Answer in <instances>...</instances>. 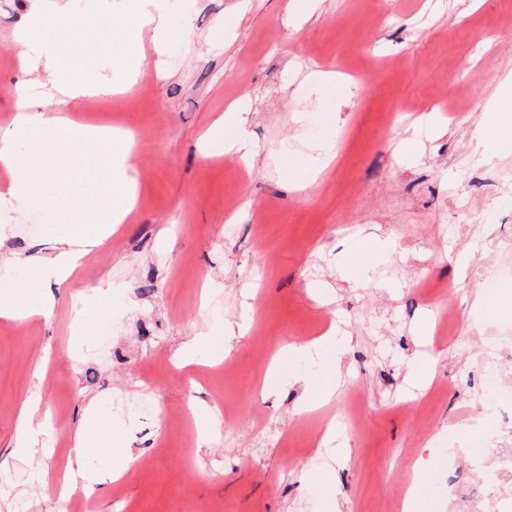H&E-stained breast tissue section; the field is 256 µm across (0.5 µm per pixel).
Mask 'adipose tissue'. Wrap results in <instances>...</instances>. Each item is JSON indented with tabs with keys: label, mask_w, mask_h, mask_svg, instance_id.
Segmentation results:
<instances>
[{
	"label": "adipose tissue",
	"mask_w": 512,
	"mask_h": 512,
	"mask_svg": "<svg viewBox=\"0 0 512 512\" xmlns=\"http://www.w3.org/2000/svg\"><path fill=\"white\" fill-rule=\"evenodd\" d=\"M29 9L37 28L23 24L14 32L15 40L25 47L21 67L27 73L45 75L47 83L57 84L61 96L49 109L29 94L26 85L15 87L13 127L0 134V169L10 177L0 192L17 209L49 206L77 214L81 221L51 229L47 237L53 255L27 259L23 277L0 288V317L12 319L49 317L51 283L65 280L81 257L75 243L100 246L114 225L127 221L137 201L138 150L124 137L77 124L67 116L69 108L85 96L107 99L118 92L106 78L92 86L78 80L57 82L66 58L78 50L83 33L108 38L118 50L113 66L134 82L149 68H160L168 45L189 42L192 29L191 14L167 0H103L90 12L73 11L69 0H54L50 5L30 0ZM146 30L152 33L149 55L142 44ZM246 122L242 106L218 118L207 134L212 154L245 155ZM343 355V342L332 330L312 341L288 345L269 366L263 388L274 392L284 380L303 383V404L312 406L330 396L341 374ZM306 358L325 365L317 379L293 373V364ZM101 419L96 411L86 415L75 443V476L88 496L108 489L134 462L129 451L113 450L111 438L101 433Z\"/></svg>",
	"instance_id": "obj_1"
}]
</instances>
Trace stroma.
<instances>
[{"label": "stroma", "instance_id": "35a3bbf8", "mask_svg": "<svg viewBox=\"0 0 512 512\" xmlns=\"http://www.w3.org/2000/svg\"><path fill=\"white\" fill-rule=\"evenodd\" d=\"M242 2L243 18L215 42ZM287 2L187 0L191 42L170 47L169 78L147 73L119 103L85 97L74 110L137 135L139 201L51 286L49 319L0 318V512H70L57 479L92 406L109 409L114 436L138 458L95 512H323L329 470L342 512H398L412 481L437 478L430 512H500L492 490L475 498L479 461L443 450L454 438L512 442V424H497L481 397L484 352L512 336V317L497 313L512 297V127L500 130L508 147L481 164L474 137L512 72V0L475 10L442 0L438 15L429 0H314L298 25ZM28 8L0 0V131L27 79L12 34ZM312 69L361 74L335 126L322 121L329 99L304 81ZM235 103L250 108L249 165L203 154L205 133ZM429 115L442 127L432 137L418 131ZM327 138L335 158L323 166L315 147ZM289 158L310 182L289 181ZM48 222L45 210L0 198V285L20 278L23 258L50 252ZM374 229L389 251L348 278L345 250ZM478 294L488 319L472 314ZM79 296L110 317L108 349L74 345ZM227 323L245 326L223 354L231 375L182 362L185 342ZM333 324L349 343L325 403L301 410L293 383L261 391L277 350ZM423 352L437 361L418 390L406 373ZM34 401L44 433L20 455V413ZM328 419L335 440L312 448Z\"/></svg>", "mask_w": 512, "mask_h": 512}]
</instances>
